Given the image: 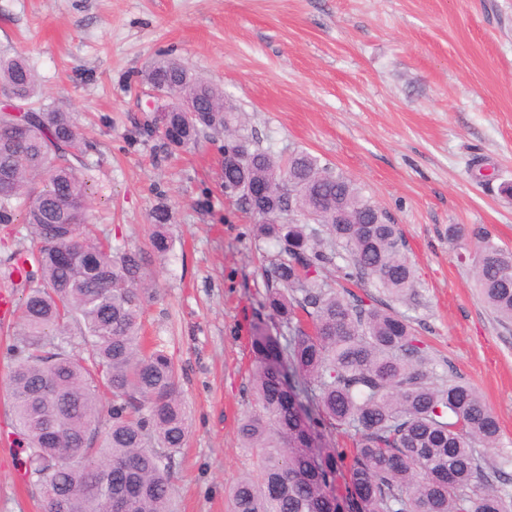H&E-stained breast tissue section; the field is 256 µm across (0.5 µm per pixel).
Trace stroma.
<instances>
[{
  "label": "stroma",
  "instance_id": "stroma-1",
  "mask_svg": "<svg viewBox=\"0 0 512 512\" xmlns=\"http://www.w3.org/2000/svg\"><path fill=\"white\" fill-rule=\"evenodd\" d=\"M18 53L40 104L79 128L92 234L144 247L152 211L169 212L174 247L151 265L145 325L179 369L191 423L173 512H230V487L259 466L237 422L255 407L243 353L273 250L242 237L252 217L224 196L219 144L170 156L140 135L141 75L164 54L223 87L246 135L310 152L392 215L418 275L401 313L436 372L495 416L488 460L512 452V325L473 274L476 232L512 249V0H0V54ZM11 366L0 335V512H44L10 420Z\"/></svg>",
  "mask_w": 512,
  "mask_h": 512
}]
</instances>
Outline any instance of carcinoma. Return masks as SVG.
I'll return each mask as SVG.
<instances>
[{
    "label": "carcinoma",
    "mask_w": 512,
    "mask_h": 512,
    "mask_svg": "<svg viewBox=\"0 0 512 512\" xmlns=\"http://www.w3.org/2000/svg\"><path fill=\"white\" fill-rule=\"evenodd\" d=\"M143 82L165 111L145 134L166 150L224 140V187L262 180L270 195L248 236L279 246L263 268L248 336L250 383L260 411L238 423L261 464L232 487L233 512H512L494 481L512 455L488 466L495 417L467 384L425 367L417 329L394 307L339 291L325 272L383 289L405 302L417 288L407 243L392 217L343 173L306 150L283 160L244 134L224 88L197 80L163 56ZM36 76L17 54L0 56V224L22 223L13 254L24 280L10 325L12 420L31 472L53 486L44 512H170L171 466L190 425L173 359L146 344L143 318L155 300L151 257L173 246L168 214L154 216L150 249L90 234L88 166L67 112L28 107ZM196 111L185 112V102ZM313 223L289 218L291 206ZM474 273L484 301L512 323V250L477 234ZM66 249L71 261L58 254ZM343 260L340 265L337 260ZM76 328L75 356L54 337ZM112 396L99 432L100 387ZM352 432V447L332 436Z\"/></svg>",
    "instance_id": "carcinoma-1"
}]
</instances>
